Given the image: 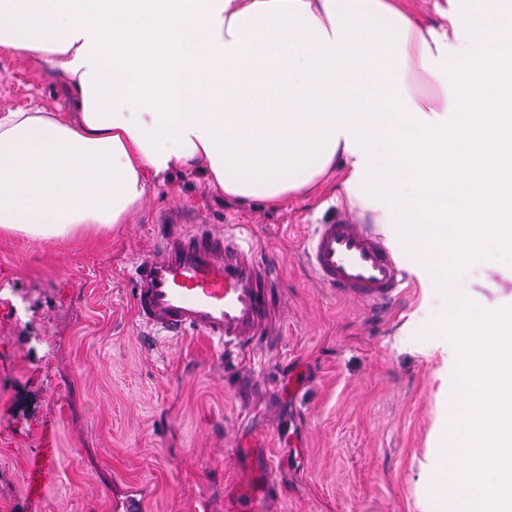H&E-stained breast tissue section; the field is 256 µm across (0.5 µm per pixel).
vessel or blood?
I'll list each match as a JSON object with an SVG mask.
<instances>
[{"label":"vessel or blood","instance_id":"b4317fda","mask_svg":"<svg viewBox=\"0 0 512 512\" xmlns=\"http://www.w3.org/2000/svg\"><path fill=\"white\" fill-rule=\"evenodd\" d=\"M303 259L325 287L374 305L390 302L406 281L383 240L351 219L314 225ZM132 277L140 320L166 336H206L230 358L261 352L280 333L278 264L234 232L168 234L135 261ZM55 468L54 449L32 456L26 490L33 500Z\"/></svg>","mask_w":512,"mask_h":512}]
</instances>
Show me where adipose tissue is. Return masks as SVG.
<instances>
[{
  "instance_id": "obj_1",
  "label": "adipose tissue",
  "mask_w": 512,
  "mask_h": 512,
  "mask_svg": "<svg viewBox=\"0 0 512 512\" xmlns=\"http://www.w3.org/2000/svg\"><path fill=\"white\" fill-rule=\"evenodd\" d=\"M0 0V46L43 65L66 112H0V233L33 242L127 223L150 182L203 166L226 197L278 205L330 188L440 283L512 213V6L439 0ZM415 139H407L406 130ZM459 195L436 210L440 195ZM469 346L444 458L497 452L491 484L435 476L438 512H512V309Z\"/></svg>"
}]
</instances>
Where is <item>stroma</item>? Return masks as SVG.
I'll list each match as a JSON object with an SVG mask.
<instances>
[{"mask_svg": "<svg viewBox=\"0 0 512 512\" xmlns=\"http://www.w3.org/2000/svg\"><path fill=\"white\" fill-rule=\"evenodd\" d=\"M38 106L69 108L43 67L0 46V111ZM348 214L329 192L237 203L192 170L153 186L116 231L0 238V512H127L131 500L137 512H232L255 479L237 448L275 461L285 496L263 512H424L462 346L446 297L479 318L512 308V251L482 233L479 259L449 258L444 289L394 248L410 286L377 314L300 262L309 225ZM228 224L283 264V336L259 362L149 335L132 305L134 258L169 231ZM48 432L57 466L36 504L24 470Z\"/></svg>", "mask_w": 512, "mask_h": 512, "instance_id": "obj_1", "label": "stroma"}]
</instances>
